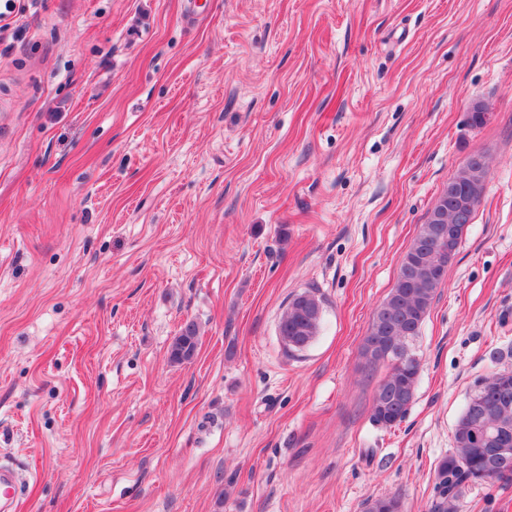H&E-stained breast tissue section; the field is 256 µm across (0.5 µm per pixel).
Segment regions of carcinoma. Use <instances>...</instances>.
Instances as JSON below:
<instances>
[{
	"instance_id": "obj_1",
	"label": "carcinoma",
	"mask_w": 512,
	"mask_h": 512,
	"mask_svg": "<svg viewBox=\"0 0 512 512\" xmlns=\"http://www.w3.org/2000/svg\"><path fill=\"white\" fill-rule=\"evenodd\" d=\"M487 175L484 156L474 155L448 179V185L467 191L475 203V209L455 225L459 241L466 225L473 223L476 217ZM441 208H448V199L443 194L437 198L401 260L394 286L374 311L362 345L366 377H371L381 360L388 367L387 374L375 387L371 407V421L385 429L403 422L409 412L420 377V365L408 363L403 357V349L407 343H416L437 290L445 281L431 270L436 228L433 216ZM319 309L320 301L310 293L301 294L289 303L279 322L280 335L288 337V347L312 342L321 327ZM198 345L197 324L185 322L171 346V361L176 364L190 362ZM472 397H480L482 401L468 412L462 423L473 426V429L468 431L465 440L458 431H453L454 448L437 463V501L432 506L433 512H457L464 488L481 481L486 460L476 451V441L483 431L495 429L503 447L512 449V371H496L481 379ZM363 509L364 512H402V504L396 496H380L367 499Z\"/></svg>"
}]
</instances>
